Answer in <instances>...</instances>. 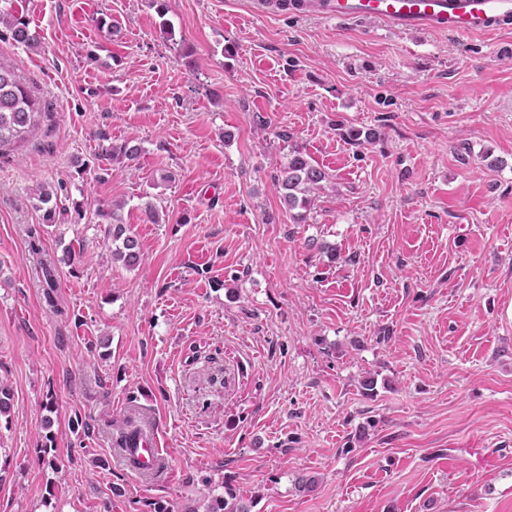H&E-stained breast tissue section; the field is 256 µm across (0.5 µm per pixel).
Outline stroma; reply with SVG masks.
Here are the masks:
<instances>
[{
    "instance_id": "stroma-1",
    "label": "stroma",
    "mask_w": 512,
    "mask_h": 512,
    "mask_svg": "<svg viewBox=\"0 0 512 512\" xmlns=\"http://www.w3.org/2000/svg\"><path fill=\"white\" fill-rule=\"evenodd\" d=\"M13 6L40 45L0 62L44 112L0 154V512H204L228 483L250 512H512V26ZM295 147L328 175L302 224L277 182ZM129 420L164 470L115 449ZM98 215L112 219V227L109 228L108 234L112 237V242H120L112 250V260L121 262L126 267H134L139 261V249L135 235L131 229L124 224H119L114 213L100 209Z\"/></svg>"
}]
</instances>
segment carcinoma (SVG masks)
<instances>
[{
    "mask_svg": "<svg viewBox=\"0 0 512 512\" xmlns=\"http://www.w3.org/2000/svg\"><path fill=\"white\" fill-rule=\"evenodd\" d=\"M0 24L5 31L1 37H9L18 45L36 47L39 36L30 28L29 19L12 9L0 12ZM42 114L39 99L30 90L24 78L12 67L0 62V150L34 128ZM327 179L326 172L311 163L300 151L295 150L288 157V163L281 169L280 186L288 208L310 209L308 193ZM98 215L112 219L108 234L116 243L112 259L126 267H133L139 261V249L135 235L127 226L114 221V214L104 209ZM141 428L127 423V428L116 437V447L123 451L136 447ZM207 512H248V506L240 499L235 488L224 486V494L210 501Z\"/></svg>",
    "mask_w": 512,
    "mask_h": 512,
    "instance_id": "1",
    "label": "carcinoma"
}]
</instances>
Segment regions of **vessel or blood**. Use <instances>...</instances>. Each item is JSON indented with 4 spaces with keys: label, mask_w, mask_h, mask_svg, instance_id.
I'll return each instance as SVG.
<instances>
[{
    "label": "vessel or blood",
    "mask_w": 512,
    "mask_h": 512,
    "mask_svg": "<svg viewBox=\"0 0 512 512\" xmlns=\"http://www.w3.org/2000/svg\"><path fill=\"white\" fill-rule=\"evenodd\" d=\"M327 20H378L400 33L435 32L451 36L489 35L512 20V0H322ZM134 456L142 472L158 471L165 462L153 435L145 433Z\"/></svg>",
    "instance_id": "1"
}]
</instances>
